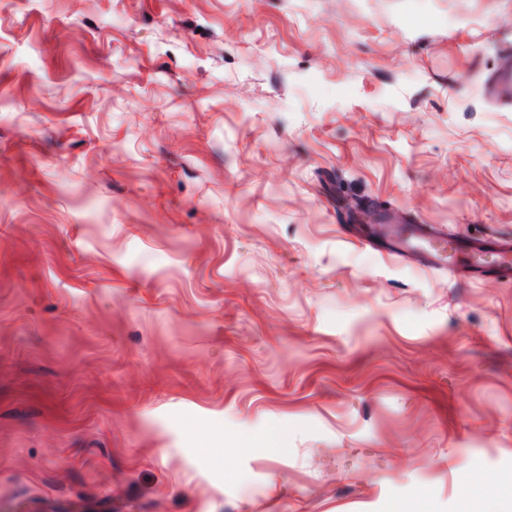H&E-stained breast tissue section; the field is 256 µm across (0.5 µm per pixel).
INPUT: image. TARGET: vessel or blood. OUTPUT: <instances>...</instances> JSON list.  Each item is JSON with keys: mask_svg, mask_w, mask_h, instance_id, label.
Listing matches in <instances>:
<instances>
[{"mask_svg": "<svg viewBox=\"0 0 512 512\" xmlns=\"http://www.w3.org/2000/svg\"><path fill=\"white\" fill-rule=\"evenodd\" d=\"M389 254L418 266L477 277L512 269V239L486 235L460 242L430 224H410L388 238Z\"/></svg>", "mask_w": 512, "mask_h": 512, "instance_id": "1", "label": "vessel or blood"}]
</instances>
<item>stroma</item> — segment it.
<instances>
[{
  "instance_id": "1",
  "label": "stroma",
  "mask_w": 512,
  "mask_h": 512,
  "mask_svg": "<svg viewBox=\"0 0 512 512\" xmlns=\"http://www.w3.org/2000/svg\"><path fill=\"white\" fill-rule=\"evenodd\" d=\"M510 57L512 0H0V512H498L512 278L334 197L512 238ZM363 246L379 254H392L420 267L448 270L455 276L478 277L512 268V239L486 235L470 237L465 244L439 233L432 224H407L386 239L388 247L378 249L355 232H346Z\"/></svg>"
}]
</instances>
